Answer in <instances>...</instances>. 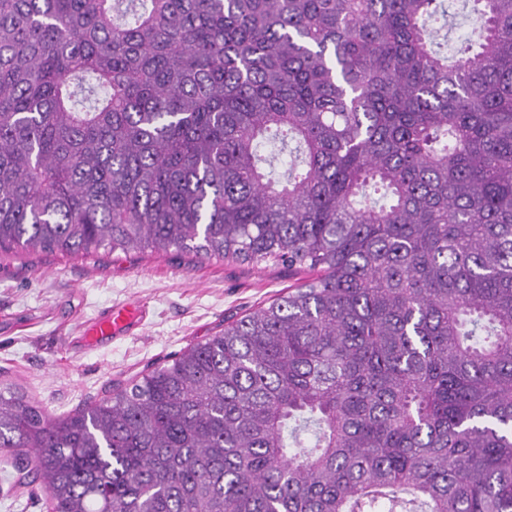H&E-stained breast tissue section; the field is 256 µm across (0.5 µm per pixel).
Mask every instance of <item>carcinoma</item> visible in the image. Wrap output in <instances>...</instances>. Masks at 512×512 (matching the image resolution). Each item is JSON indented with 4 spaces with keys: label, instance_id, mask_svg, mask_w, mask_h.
<instances>
[{
    "label": "carcinoma",
    "instance_id": "carcinoma-1",
    "mask_svg": "<svg viewBox=\"0 0 512 512\" xmlns=\"http://www.w3.org/2000/svg\"><path fill=\"white\" fill-rule=\"evenodd\" d=\"M19 249L315 273L73 415L0 389L54 512H512V0H0Z\"/></svg>",
    "mask_w": 512,
    "mask_h": 512
}]
</instances>
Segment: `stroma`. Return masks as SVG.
<instances>
[{"mask_svg":"<svg viewBox=\"0 0 512 512\" xmlns=\"http://www.w3.org/2000/svg\"><path fill=\"white\" fill-rule=\"evenodd\" d=\"M306 279L270 263L191 259L174 251L0 253V388L20 390L50 417L67 416ZM125 303L143 312L135 333L86 344L93 318ZM0 512H53L40 483L5 451Z\"/></svg>","mask_w":512,"mask_h":512,"instance_id":"stroma-1","label":"stroma"}]
</instances>
